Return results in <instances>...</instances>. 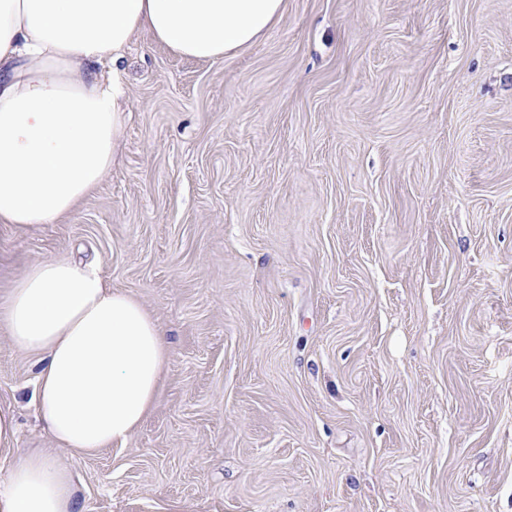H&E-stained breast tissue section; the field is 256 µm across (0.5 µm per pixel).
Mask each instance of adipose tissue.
Wrapping results in <instances>:
<instances>
[{
	"mask_svg": "<svg viewBox=\"0 0 512 512\" xmlns=\"http://www.w3.org/2000/svg\"><path fill=\"white\" fill-rule=\"evenodd\" d=\"M282 9L283 0H0V223H59L110 171L128 94L120 62L137 31L176 56L218 62L264 36ZM0 331L41 355L39 418L72 457L125 441L157 402L165 334L94 268L33 262L0 301ZM16 435L13 410L0 407V449L12 458L0 512H81L70 468L16 448Z\"/></svg>",
	"mask_w": 512,
	"mask_h": 512,
	"instance_id": "1",
	"label": "adipose tissue"
}]
</instances>
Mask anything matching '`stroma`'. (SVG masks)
I'll return each mask as SVG.
<instances>
[{
    "label": "stroma",
    "mask_w": 512,
    "mask_h": 512,
    "mask_svg": "<svg viewBox=\"0 0 512 512\" xmlns=\"http://www.w3.org/2000/svg\"><path fill=\"white\" fill-rule=\"evenodd\" d=\"M112 169L0 224V296L94 262L170 345L84 512H512V0H284L211 62L137 32ZM0 332L16 445L53 442Z\"/></svg>",
    "instance_id": "35a3bbf8"
}]
</instances>
